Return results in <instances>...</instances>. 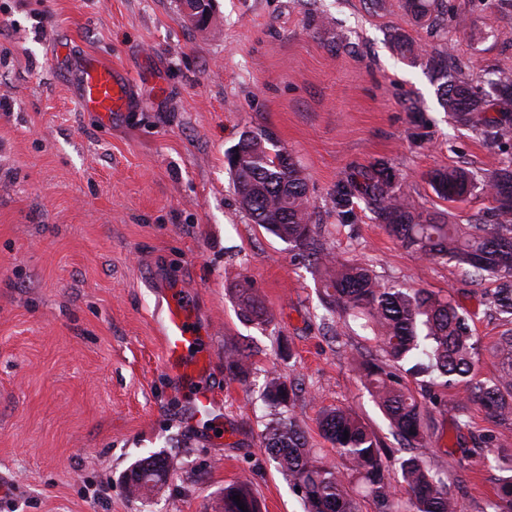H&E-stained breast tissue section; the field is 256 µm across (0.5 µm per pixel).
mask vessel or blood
Listing matches in <instances>:
<instances>
[{"label":"vessel or blood","mask_w":512,"mask_h":512,"mask_svg":"<svg viewBox=\"0 0 512 512\" xmlns=\"http://www.w3.org/2000/svg\"><path fill=\"white\" fill-rule=\"evenodd\" d=\"M72 76L80 91L84 111L96 113L104 124L133 107L131 87L111 65L87 54L76 63ZM165 349V368L170 375L193 385L190 415L210 412L216 403L215 391L206 382L210 359L201 346L202 338L182 297L168 292L167 307L156 322Z\"/></svg>","instance_id":"1"}]
</instances>
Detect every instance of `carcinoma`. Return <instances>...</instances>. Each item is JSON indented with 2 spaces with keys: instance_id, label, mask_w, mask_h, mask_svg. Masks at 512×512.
Here are the masks:
<instances>
[{
  "instance_id": "carcinoma-1",
  "label": "carcinoma",
  "mask_w": 512,
  "mask_h": 512,
  "mask_svg": "<svg viewBox=\"0 0 512 512\" xmlns=\"http://www.w3.org/2000/svg\"><path fill=\"white\" fill-rule=\"evenodd\" d=\"M415 19L427 16L428 0H402ZM439 97L442 108L456 123L481 131L500 142L512 141V73L500 72L486 91L469 81L442 73ZM272 137L263 132L242 134L235 161L227 162L235 192L251 223L288 242L304 260L314 262L324 279L322 303L328 314L362 320L381 343L382 359L354 357L364 385L382 409L390 427L409 447L427 442L428 424L405 378L430 377L421 385L448 390L458 424L468 426V413L476 405L495 429L479 435L485 458L504 473L500 477L493 512H512V166L493 171L483 183L458 167L430 174L436 195L448 202L464 201L476 192L494 203L496 216L489 223L477 214L466 224H451L443 213L419 211L404 190L393 186L388 167L377 162L359 174L336 183L332 202L340 209L358 195L399 244L430 261L446 259L466 273L489 279L494 288L482 293L483 304L506 329L491 352L500 359L492 379L478 376L481 338L452 299L425 289L393 288L380 283L362 265L337 264L315 244L311 221L313 204L303 168L286 148L270 151ZM244 318L268 324L272 315L253 284L246 280L236 289ZM265 402L271 419L264 440L268 454L301 494L309 512H360L359 497L370 498L378 512H462V501L450 491L448 473L432 470L417 456L398 459V471L408 497L395 498L390 465L378 437L359 419L340 408L322 411L319 428L336 451L338 462H326L307 448L305 432L291 407L296 389L278 377L268 380ZM349 437H344V433ZM175 463L153 456L135 464L127 476L128 491L146 497L155 491ZM240 496V502L234 496ZM245 508H240V505ZM224 512H259L257 500L245 483L224 486Z\"/></svg>"
}]
</instances>
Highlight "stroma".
Returning <instances> with one entry per match:
<instances>
[{"label": "stroma", "mask_w": 512, "mask_h": 512, "mask_svg": "<svg viewBox=\"0 0 512 512\" xmlns=\"http://www.w3.org/2000/svg\"><path fill=\"white\" fill-rule=\"evenodd\" d=\"M402 32L414 51L391 44ZM93 53L130 81L135 106L112 124L82 111L68 70ZM447 61L472 81L512 72V0H438L417 21L402 0H215L191 27L179 0H0V512H223L248 482L261 512H305L263 443L267 378L299 385L294 412L332 460L317 418L341 407L393 458L448 471L464 512H491L498 470L450 406L425 403L432 436L404 448L352 364L378 354L361 329L324 327L322 284L288 243L251 224L225 164L247 131L268 132L306 175L313 221L338 261L398 288L452 297L492 342L501 332L454 262L416 257L338 181L386 161L418 210L466 223L485 196L450 203L431 171L484 179L512 165V143L456 125L440 105ZM251 279L273 315L240 313ZM188 299L212 354L216 410L189 417L191 386L168 375L155 329L161 289ZM247 354L238 376L228 356ZM175 469L150 501L127 475L152 455ZM465 457L464 466L453 460Z\"/></svg>", "instance_id": "35a3bbf8"}]
</instances>
